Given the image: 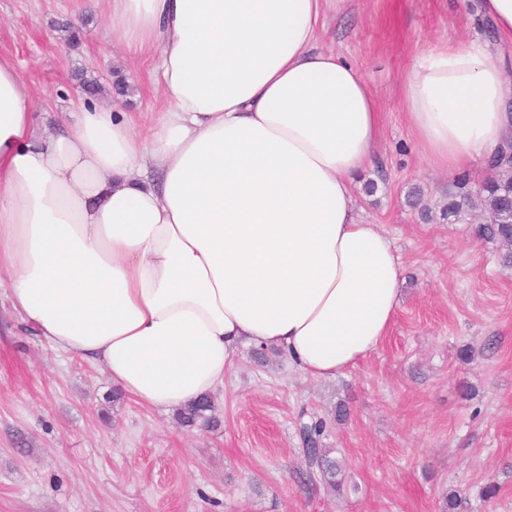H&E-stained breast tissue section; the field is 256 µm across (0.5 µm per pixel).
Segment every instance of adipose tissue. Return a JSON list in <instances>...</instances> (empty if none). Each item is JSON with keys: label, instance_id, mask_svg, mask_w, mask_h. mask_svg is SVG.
Masks as SVG:
<instances>
[{"label": "adipose tissue", "instance_id": "1", "mask_svg": "<svg viewBox=\"0 0 512 512\" xmlns=\"http://www.w3.org/2000/svg\"><path fill=\"white\" fill-rule=\"evenodd\" d=\"M165 105L84 100L37 125L0 54V289L54 350L172 409L224 385L242 346L331 378L388 336L403 267L355 196L382 122L357 69L320 47L339 0H110ZM400 104L455 174L512 141L491 47L421 48Z\"/></svg>", "mask_w": 512, "mask_h": 512}]
</instances>
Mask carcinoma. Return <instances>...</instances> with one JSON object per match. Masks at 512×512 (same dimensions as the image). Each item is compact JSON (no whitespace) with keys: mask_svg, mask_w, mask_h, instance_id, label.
I'll return each mask as SVG.
<instances>
[{"mask_svg":"<svg viewBox=\"0 0 512 512\" xmlns=\"http://www.w3.org/2000/svg\"><path fill=\"white\" fill-rule=\"evenodd\" d=\"M459 188V199L448 201L442 210V216L446 219L455 217L463 206L469 209L482 207L489 214V222L482 225L481 233L487 239L508 247L502 254V262L506 268L512 269V174L506 170L497 172L475 192L466 189V180L462 178ZM176 416L185 426H218V420L214 416V404L207 396L179 408ZM304 416L306 420L300 425V433L310 437L312 447L302 449L303 464L305 472H315V478L308 480V483L314 486L320 484L339 493L346 483L345 469L339 461L331 457L334 449L320 447L327 422L315 413L306 412Z\"/></svg>","mask_w":512,"mask_h":512,"instance_id":"obj_1","label":"carcinoma"}]
</instances>
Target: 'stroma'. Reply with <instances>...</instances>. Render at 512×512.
<instances>
[{
	"label": "stroma",
	"mask_w": 512,
	"mask_h": 512,
	"mask_svg": "<svg viewBox=\"0 0 512 512\" xmlns=\"http://www.w3.org/2000/svg\"><path fill=\"white\" fill-rule=\"evenodd\" d=\"M481 0H341L323 47L354 63L383 112L356 191L404 265L389 336L355 368L303 375L285 355L242 348L213 395L216 428L117 396L99 366L54 351L0 290V512H512V271L479 234L477 211L442 217L456 177L425 160L407 127L398 76L428 44L476 38L512 73ZM83 13L78 42L58 23ZM0 52L20 61L34 112L77 99L83 77L118 112H156L149 62L112 38L82 0H0ZM135 86L111 92L114 73ZM472 349L464 360L463 349ZM349 414L336 421L334 411ZM329 421L341 493L301 477L302 412Z\"/></svg>",
	"instance_id": "1"
}]
</instances>
